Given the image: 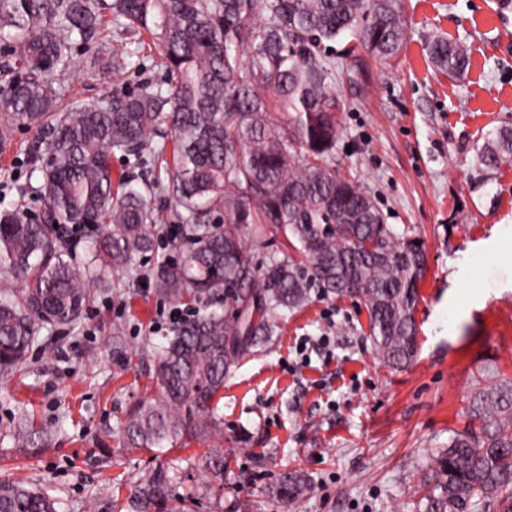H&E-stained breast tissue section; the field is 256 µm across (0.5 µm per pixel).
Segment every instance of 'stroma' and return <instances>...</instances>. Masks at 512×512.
Wrapping results in <instances>:
<instances>
[{
  "label": "stroma",
  "instance_id": "obj_1",
  "mask_svg": "<svg viewBox=\"0 0 512 512\" xmlns=\"http://www.w3.org/2000/svg\"><path fill=\"white\" fill-rule=\"evenodd\" d=\"M401 9L397 57L377 61L344 37L322 53L336 63L344 102L331 165L426 251L418 354L405 370L386 367L365 308L347 296L270 315L272 337L225 376L218 409L224 499L243 512H417L422 481L464 429L475 386L512 378V166L486 182L476 168L485 137L512 127V0H401ZM436 36L467 47L462 79L432 65ZM36 137L19 127L0 149V209L42 212L41 175L28 162ZM153 206L152 250L123 272L102 271L78 324L39 328L26 372L0 377V480L46 489L57 512H113L158 461L191 485L210 479L203 445L158 460L118 445L126 412L155 392L154 353L168 336L159 313L175 305L151 274L194 240L189 220L166 240L171 194ZM322 335L328 348L299 357L304 338ZM21 428L33 434L24 445L13 439ZM293 468L307 475V491L288 505L272 501L269 485Z\"/></svg>",
  "mask_w": 512,
  "mask_h": 512
}]
</instances>
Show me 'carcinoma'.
Wrapping results in <instances>:
<instances>
[{
    "label": "carcinoma",
    "mask_w": 512,
    "mask_h": 512,
    "mask_svg": "<svg viewBox=\"0 0 512 512\" xmlns=\"http://www.w3.org/2000/svg\"><path fill=\"white\" fill-rule=\"evenodd\" d=\"M130 34L151 39L164 86L125 85ZM344 34L375 59L396 56L405 40L397 0H0V143L16 127L51 130L31 148L46 216L0 210V272L20 283L0 292V375L25 371L39 326L78 322L94 267L124 269L150 249L151 198L163 188L190 213L224 209V224L201 225L179 263L156 270L155 287L188 301L222 292L224 308L192 314L157 352L155 394L118 428L126 451L224 438V377L272 333L268 314L314 296L359 298L379 360L410 366L426 252L325 164L344 104L336 63L321 47ZM429 53L450 79L469 67L467 50L442 36ZM87 63L112 79V91L60 107L52 76ZM160 132L173 145L167 185L113 177V152L149 164L161 152L153 140ZM476 163L486 177L511 164L512 128L486 138ZM80 224L100 235L89 262L75 266L65 259L66 233ZM255 224L283 233L295 254L253 260L246 241ZM247 279L254 309L240 307ZM204 461L224 481V452L212 448ZM176 480L169 467L153 468L113 512H191L194 498L179 494ZM306 482L302 471L285 470L267 495L292 502ZM421 502L423 512H512V379L476 386L466 428L440 456ZM0 512L57 510L46 490L1 480Z\"/></svg>",
    "instance_id": "cac0c4a2"
}]
</instances>
